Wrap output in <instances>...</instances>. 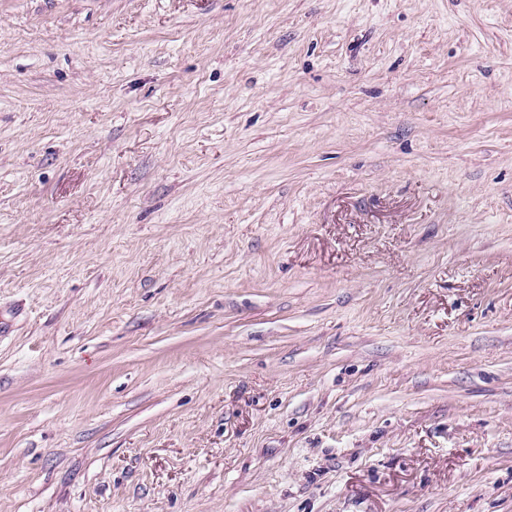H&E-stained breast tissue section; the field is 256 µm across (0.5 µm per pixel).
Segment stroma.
<instances>
[{"label":"stroma","mask_w":512,"mask_h":512,"mask_svg":"<svg viewBox=\"0 0 512 512\" xmlns=\"http://www.w3.org/2000/svg\"><path fill=\"white\" fill-rule=\"evenodd\" d=\"M0 512H512V0H0Z\"/></svg>","instance_id":"stroma-1"}]
</instances>
